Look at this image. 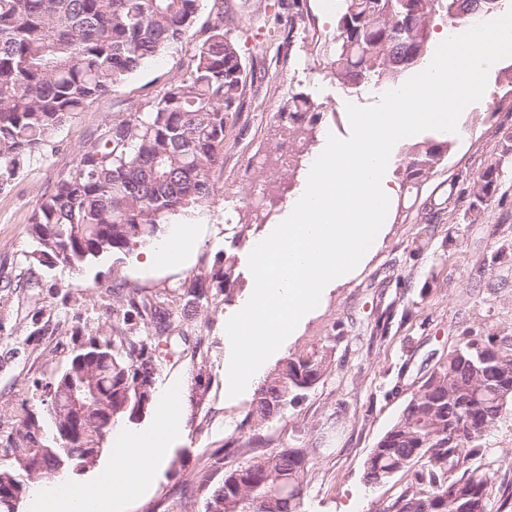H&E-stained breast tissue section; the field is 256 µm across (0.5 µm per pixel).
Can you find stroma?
Returning a JSON list of instances; mask_svg holds the SVG:
<instances>
[{
	"mask_svg": "<svg viewBox=\"0 0 512 512\" xmlns=\"http://www.w3.org/2000/svg\"><path fill=\"white\" fill-rule=\"evenodd\" d=\"M288 0H224L233 17L232 33L247 61L248 77L242 105L226 134L221 192L190 215L195 224L187 260L158 265L138 248L122 259L75 273L48 269L28 258V227L44 190L68 174L76 153L103 119L115 112H140L161 95L192 63L195 38L184 39L145 63L122 85L94 101L64 124L61 148L25 164L17 179L0 189V427L10 428L32 405L34 381L55 374L70 354L67 328L75 322L97 328L113 301V275L152 293L163 292L219 254L237 258L238 282L228 298L199 312L194 336L209 349L203 405L186 415L182 431L171 439L170 464L158 469L148 489L112 512H180L192 500L205 512V496L192 474L206 459L222 460L225 468L248 462L271 448L309 449L311 470L300 512H377L396 496L408 478L396 475L387 483L366 484L364 462L400 415L415 383L455 344L464 330L512 333V262L491 263V256L512 244V161H499L505 133L512 131V88L503 59L489 76L483 97L463 111L456 132H435L451 148L443 162L419 188L401 187L392 223L376 254L354 277L332 288L280 355L334 349L330 372L292 409L261 430L246 427L253 400L224 397V327L240 308L251 273L252 242L263 236L282 211L296 179L285 172L275 145L287 133L277 114L293 94L305 93L323 105L316 134L349 135L347 104L376 103L383 86L367 85L349 92L333 80L326 42L336 35V15L325 0H302L306 28L319 41L288 34L275 21ZM499 162L500 189L475 223L463 221L469 185L491 162ZM262 189L260 211L247 204ZM453 194L428 249L414 253L415 220L424 216L428 197ZM249 225L248 240L237 237ZM455 238L448 248L447 238ZM160 372L156 390L181 386L189 397L196 382L190 353L158 349ZM492 475L490 506L499 508L512 492V409L490 428L473 460Z\"/></svg>",
	"mask_w": 512,
	"mask_h": 512,
	"instance_id": "obj_1",
	"label": "stroma"
}]
</instances>
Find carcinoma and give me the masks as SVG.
Returning <instances> with one entry per match:
<instances>
[{
    "label": "carcinoma",
    "mask_w": 512,
    "mask_h": 512,
    "mask_svg": "<svg viewBox=\"0 0 512 512\" xmlns=\"http://www.w3.org/2000/svg\"><path fill=\"white\" fill-rule=\"evenodd\" d=\"M188 71L171 80L143 112H117L80 146L69 173L47 189L31 218L30 257L49 269H82L129 254L155 239L162 226L214 198L224 172V133L239 112L247 64L230 35L224 0H212ZM501 8V0H342L330 71L339 85L396 83L427 58L435 14L448 29ZM199 0H0V189L18 177L25 160L58 150L56 132L93 101L107 95L151 58L180 43L193 29ZM321 104L298 93L278 113L288 130L320 117ZM449 144L426 139L402 159L413 185L444 160ZM512 154V132L500 158L470 185L464 219L479 220L499 189L501 158ZM453 193L430 200L428 216L412 239L421 252L432 238L434 215ZM237 259L223 255L178 285L147 293L112 281L115 300L104 309L109 328L71 327L65 367L35 384L37 403L24 409L6 437L13 466L0 469V491L35 472L54 481L56 454L80 463L105 447L114 424L136 421L154 399L160 341H187L189 321L238 280ZM332 350L283 357L257 387L245 424L260 428L282 418L331 369ZM93 374L99 402L111 412L85 423L62 448L64 422L51 392L71 377ZM512 387V335L468 331L415 386L400 416L364 462L370 485L410 474L405 488L379 512H490L489 472L469 464L485 431L512 406L495 385ZM305 448L261 452L224 472L212 485L215 463L193 474L208 493L206 512H298L309 473Z\"/></svg>",
    "instance_id": "carcinoma-1"
}]
</instances>
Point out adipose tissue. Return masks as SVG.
I'll return each mask as SVG.
<instances>
[{"instance_id": "adipose-tissue-1", "label": "adipose tissue", "mask_w": 512, "mask_h": 512, "mask_svg": "<svg viewBox=\"0 0 512 512\" xmlns=\"http://www.w3.org/2000/svg\"><path fill=\"white\" fill-rule=\"evenodd\" d=\"M183 410L180 390L158 393L154 430L139 435L120 426L113 430L112 466L99 474L95 489L76 486L71 493L60 494L55 486L39 484L34 496L52 512H109L110 499L142 492L149 476L166 461L168 439L179 430Z\"/></svg>"}]
</instances>
